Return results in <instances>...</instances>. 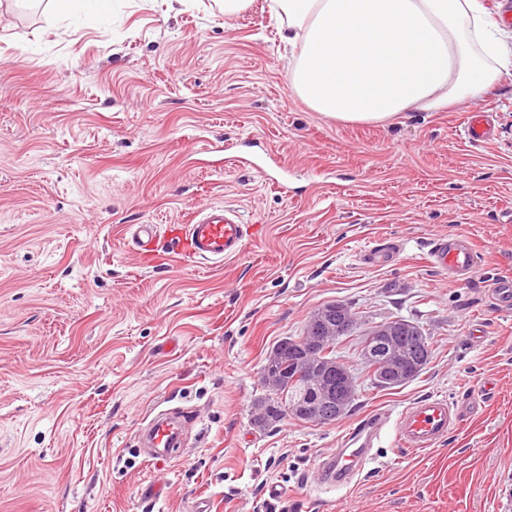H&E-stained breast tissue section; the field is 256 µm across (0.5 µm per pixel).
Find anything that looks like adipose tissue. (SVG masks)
<instances>
[{
    "label": "adipose tissue",
    "mask_w": 512,
    "mask_h": 512,
    "mask_svg": "<svg viewBox=\"0 0 512 512\" xmlns=\"http://www.w3.org/2000/svg\"><path fill=\"white\" fill-rule=\"evenodd\" d=\"M292 93L344 124H381L483 95L512 50L483 0H274Z\"/></svg>",
    "instance_id": "obj_1"
}]
</instances>
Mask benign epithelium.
<instances>
[{
    "label": "benign epithelium",
    "instance_id": "benign-epithelium-1",
    "mask_svg": "<svg viewBox=\"0 0 512 512\" xmlns=\"http://www.w3.org/2000/svg\"><path fill=\"white\" fill-rule=\"evenodd\" d=\"M345 314L347 309L340 305L325 306L311 319L307 342L315 347L336 341L348 331V321L338 320ZM409 332V325L399 320L375 326L369 332L362 357L376 382L386 386L404 382L409 374V367L403 362L405 334ZM298 376L308 380L312 394L308 399L292 403L287 412L302 419L330 421L341 404L357 390L353 376L342 370L338 363L327 359L301 364Z\"/></svg>",
    "mask_w": 512,
    "mask_h": 512
}]
</instances>
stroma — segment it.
Here are the masks:
<instances>
[{
	"mask_svg": "<svg viewBox=\"0 0 512 512\" xmlns=\"http://www.w3.org/2000/svg\"><path fill=\"white\" fill-rule=\"evenodd\" d=\"M272 5L109 0L64 19L0 5V512H324L333 498L340 512H501L512 311L484 285L512 278V74L444 112L342 124L292 94ZM471 112L490 116L494 143L464 139ZM212 204L254 227L224 264L171 234L141 258L123 234ZM456 232L481 254L466 283L427 260ZM380 239L404 249L365 266ZM336 301L422 322L427 368L334 423L257 429L267 353ZM487 378L494 398L438 447L386 442L342 498L317 486L366 414L454 402ZM157 406L203 413L164 463L136 447ZM150 484L160 499L142 496Z\"/></svg>",
	"mask_w": 512,
	"mask_h": 512,
	"instance_id": "1",
	"label": "stroma"
}]
</instances>
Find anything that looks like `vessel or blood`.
<instances>
[{"label": "vessel or blood", "mask_w": 512, "mask_h": 512, "mask_svg": "<svg viewBox=\"0 0 512 512\" xmlns=\"http://www.w3.org/2000/svg\"><path fill=\"white\" fill-rule=\"evenodd\" d=\"M466 140L487 144L496 137L483 115H470L465 127ZM134 250L141 255L155 251L160 231L154 224H131L126 228ZM181 233L189 253L199 262L217 263L237 258L243 252L250 234L239 211L230 205L213 206L183 225ZM400 247L393 242L377 243L361 254L364 264L379 267L394 262ZM428 262L441 276L452 281H468L481 262L472 239L463 233L441 235L432 239ZM488 292L494 305L502 311L512 310V278L489 281ZM495 394L491 382H483L479 390L460 402L429 395L414 400L398 413L377 411L365 416L344 435L336 452L325 456L317 470L320 484L336 490L351 488L379 446L384 434H392L401 448L424 449L437 446L457 430L470 416L482 410ZM194 412L172 415L168 410L156 412L144 428L141 442L149 448L150 459L180 456L184 447L183 428L194 425Z\"/></svg>", "instance_id": "obj_1"}]
</instances>
